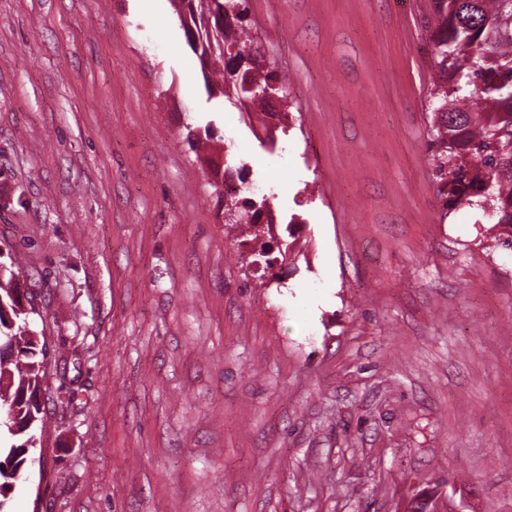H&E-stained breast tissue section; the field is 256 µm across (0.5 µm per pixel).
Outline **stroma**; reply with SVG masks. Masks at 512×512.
Masks as SVG:
<instances>
[{"label": "stroma", "instance_id": "obj_1", "mask_svg": "<svg viewBox=\"0 0 512 512\" xmlns=\"http://www.w3.org/2000/svg\"><path fill=\"white\" fill-rule=\"evenodd\" d=\"M275 146L172 0H0V248L47 344L8 512H512V252L446 209L431 0H247ZM209 151L298 252L244 268ZM422 501H426L427 505V508L424 511H446L445 509L447 508V501L445 495L429 489L414 490L407 498V511H413V505Z\"/></svg>", "mask_w": 512, "mask_h": 512}]
</instances>
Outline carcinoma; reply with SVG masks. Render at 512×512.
I'll return each instance as SVG.
<instances>
[{"label": "carcinoma", "mask_w": 512, "mask_h": 512, "mask_svg": "<svg viewBox=\"0 0 512 512\" xmlns=\"http://www.w3.org/2000/svg\"><path fill=\"white\" fill-rule=\"evenodd\" d=\"M214 3L180 0L186 11L178 12L185 37L199 42L191 50L205 70L221 69L225 55L233 61L249 48L245 24L231 38L217 17H206ZM432 14L439 72L431 112L435 173L447 204L464 200L512 234V0H432ZM474 95L484 103L480 112L464 107ZM33 313V292L13 274L0 279V346L15 351L8 359L0 355V407L13 415L0 421V434L23 436L20 444L0 447V512L10 484L31 462L26 443L42 421L34 396L45 375V346L28 328Z\"/></svg>", "instance_id": "carcinoma-1"}]
</instances>
